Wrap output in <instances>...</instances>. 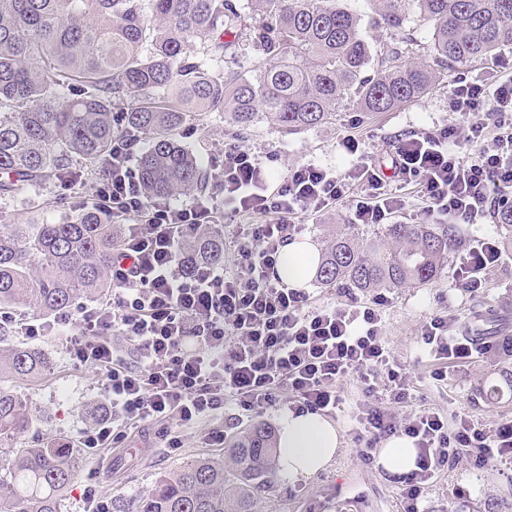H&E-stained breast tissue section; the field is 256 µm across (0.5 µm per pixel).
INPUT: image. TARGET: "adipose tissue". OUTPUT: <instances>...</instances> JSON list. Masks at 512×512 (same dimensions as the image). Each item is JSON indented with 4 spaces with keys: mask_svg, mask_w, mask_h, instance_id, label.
Returning a JSON list of instances; mask_svg holds the SVG:
<instances>
[{
    "mask_svg": "<svg viewBox=\"0 0 512 512\" xmlns=\"http://www.w3.org/2000/svg\"><path fill=\"white\" fill-rule=\"evenodd\" d=\"M316 251L308 240L296 239L283 247L275 271L288 287H307L315 266ZM342 443L339 426L317 413L286 412L278 430L279 468L296 480L324 470ZM417 450L412 439L395 436L387 440L377 462L394 476L414 470Z\"/></svg>",
    "mask_w": 512,
    "mask_h": 512,
    "instance_id": "1",
    "label": "adipose tissue"
}]
</instances>
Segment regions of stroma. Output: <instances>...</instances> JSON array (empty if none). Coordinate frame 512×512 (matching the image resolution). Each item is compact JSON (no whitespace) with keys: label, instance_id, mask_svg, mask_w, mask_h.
Wrapping results in <instances>:
<instances>
[{"label":"stroma","instance_id":"35a3bbf8","mask_svg":"<svg viewBox=\"0 0 512 512\" xmlns=\"http://www.w3.org/2000/svg\"><path fill=\"white\" fill-rule=\"evenodd\" d=\"M465 72L490 82L510 75L512 49L502 50L485 63L449 70L448 82L428 96L390 112L365 115L347 107L321 126L288 136L260 121L241 137L232 134L222 114L212 112L203 120L186 124L179 139L205 165L222 156L226 145L243 143L267 166L274 185L287 168L310 160L346 167L350 158L339 143L347 136L365 144L387 164L398 137L455 121V114L448 110L449 82ZM89 192L85 186L75 194L50 182L35 192L0 200V216L21 224L39 210L45 220L56 222L82 210V197ZM49 199L57 201V208L42 210V203ZM485 235L499 240L505 261L488 275L478 293L452 289V275L459 261L454 254L442 275L428 285L395 288L381 295L355 291L356 301L362 304L383 300L385 339L402 356L416 387L411 407L392 404L389 412L403 417L412 410H429L447 420L453 419L455 413L465 412L476 428L487 432L512 421V357L479 353L471 363L449 370L446 379L441 380L437 377L440 362L428 355L418 336L421 323L436 313L447 315L454 333H464L472 326L471 311L478 304L496 313L512 336V232L490 220L467 227L463 237L470 244ZM0 341L31 348L50 365L48 371L34 378L7 376L0 380L27 400L35 415L31 429L15 438V447H33L49 435L76 446L82 431L94 422V412L102 402L95 371L76 367L70 361L66 338L56 331L34 339L19 332ZM493 384L500 387L502 399L489 400L487 390ZM344 394L345 410L334 417L342 427V446L335 458L325 470L299 482L274 474L272 489L260 501L257 512H404L402 483L375 462L361 460L356 454L358 441L348 414L366 408L369 398L354 384L345 385ZM291 399L290 393H283L278 408L240 421L234 418V408H226L224 441L220 444H206L192 429L186 431L182 447L168 448L156 428L149 426L135 433L125 447L106 451L104 460L81 457L77 478L62 497L60 512H83L82 492L90 478L97 481L100 494L107 500L131 499L143 495L156 479L188 461L199 457L223 459L225 446L252 428L262 424L277 426ZM422 506L426 512H445L449 507L454 512H512V471L494 462L480 465L468 454H460L429 485Z\"/></svg>","mask_w":512,"mask_h":512}]
</instances>
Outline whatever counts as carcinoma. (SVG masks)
I'll return each mask as SVG.
<instances>
[{"label":"carcinoma","instance_id":"1","mask_svg":"<svg viewBox=\"0 0 512 512\" xmlns=\"http://www.w3.org/2000/svg\"><path fill=\"white\" fill-rule=\"evenodd\" d=\"M369 24L390 43L373 58L360 18L335 0H0V196L66 180L80 163L105 171L120 136L144 141L140 173L150 199L209 190L208 170L179 129L220 112L237 132L265 120L290 135L352 106L366 114L418 101L443 71L512 46V0H370ZM431 32L426 51L413 29ZM252 29L251 67L228 65L224 36ZM120 113L123 127L113 122ZM121 241L112 217L85 210L50 223L0 224V309L53 315L110 283ZM461 241L451 224H350L327 241L316 279L361 291L426 285ZM189 262L224 263V239L205 231L185 245ZM38 353L11 347L0 376L35 377ZM34 414L0 386V509L59 512L79 468L58 437L13 447ZM159 477L148 494L113 512H257L269 492L276 437L257 427L226 450Z\"/></svg>","mask_w":512,"mask_h":512}]
</instances>
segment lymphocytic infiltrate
I'll return each instance as SVG.
<instances>
[{"label": "lymphocytic infiltrate", "instance_id": "obj_1", "mask_svg": "<svg viewBox=\"0 0 512 512\" xmlns=\"http://www.w3.org/2000/svg\"><path fill=\"white\" fill-rule=\"evenodd\" d=\"M448 109L457 122L400 139L392 166L403 181L420 186L424 216L481 224L491 209L512 208V78L461 75L448 92ZM342 145L354 156L348 169L307 162L288 168L274 190L254 152L230 145L210 170L213 192L176 204L145 198L134 142L126 137L113 144L111 175L95 183L90 197L91 206L108 205L113 223L124 227L112 257L111 301L45 321H17L31 337L74 326L70 359L99 374L102 411L81 436L82 447L95 455L121 447L129 429L156 425L177 448L182 430L202 423L209 426L204 441L220 443L217 421L226 401L249 417L279 406L285 391L294 395L292 410L332 415L349 380L378 401H414L413 380L383 336L379 307H314L308 291L284 285L275 274L281 248L302 233L303 219L348 198L352 185L362 194L353 200L350 223L383 224L405 211L404 197L370 152L353 139ZM254 214L265 223H243ZM228 218L234 221L229 230ZM204 226L226 234L232 269L203 264L186 270L183 245ZM501 257L496 238L475 240L453 273L455 287L477 292ZM420 336L431 355L456 368L476 350L472 340L451 332L442 314L430 316ZM118 337L133 347L136 361L115 345ZM355 421L354 433L365 443L358 454L366 461L381 438H414L416 468L403 480L405 512H421L427 485L461 449L476 462L512 468L511 420L487 433L464 413L448 423L429 411L401 419L375 406Z\"/></svg>", "mask_w": 512, "mask_h": 512}]
</instances>
